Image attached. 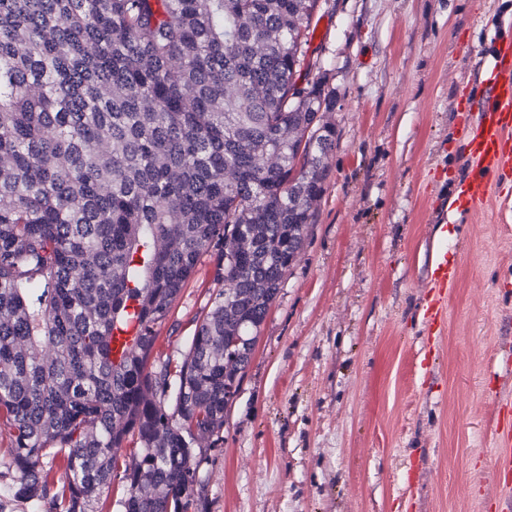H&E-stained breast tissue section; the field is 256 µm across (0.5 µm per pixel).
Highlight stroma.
<instances>
[{"instance_id":"obj_1","label":"stroma","mask_w":512,"mask_h":512,"mask_svg":"<svg viewBox=\"0 0 512 512\" xmlns=\"http://www.w3.org/2000/svg\"><path fill=\"white\" fill-rule=\"evenodd\" d=\"M503 19L512 0H320L299 70L336 89V147L198 467L196 512H493V392L512 390V372L495 375L512 347V181L478 210L451 204L471 174L457 103L479 90L475 64ZM448 214L459 276L427 377L418 309ZM221 287L204 255L155 328V355L179 358Z\"/></svg>"}]
</instances>
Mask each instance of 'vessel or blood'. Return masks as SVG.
<instances>
[{"label": "vessel or blood", "instance_id": "vessel-or-blood-1", "mask_svg": "<svg viewBox=\"0 0 512 512\" xmlns=\"http://www.w3.org/2000/svg\"><path fill=\"white\" fill-rule=\"evenodd\" d=\"M479 97H465L457 110L469 147L471 176L460 183L457 202L464 210L480 208L490 194L493 176L512 172V24L501 22L489 46V59ZM457 266L448 262L447 249H438L430 261V274L419 314L425 339L419 351L422 372L434 363L436 339L448 317V291L458 279ZM492 472L501 494L493 499L495 512H512V400L497 404L491 423Z\"/></svg>", "mask_w": 512, "mask_h": 512}]
</instances>
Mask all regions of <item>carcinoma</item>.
Returning <instances> with one entry per match:
<instances>
[{
  "instance_id": "1",
  "label": "carcinoma",
  "mask_w": 512,
  "mask_h": 512,
  "mask_svg": "<svg viewBox=\"0 0 512 512\" xmlns=\"http://www.w3.org/2000/svg\"><path fill=\"white\" fill-rule=\"evenodd\" d=\"M318 4L0 0V492L30 512H93L116 475L118 512L195 506L336 144V89L297 82ZM208 253L224 288L156 360Z\"/></svg>"
}]
</instances>
